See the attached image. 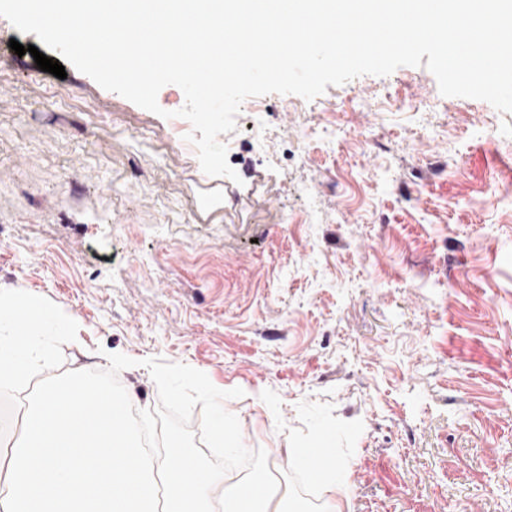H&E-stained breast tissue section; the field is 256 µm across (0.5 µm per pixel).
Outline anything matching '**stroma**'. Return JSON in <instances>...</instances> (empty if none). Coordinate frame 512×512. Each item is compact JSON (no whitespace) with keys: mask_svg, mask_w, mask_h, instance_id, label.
<instances>
[{"mask_svg":"<svg viewBox=\"0 0 512 512\" xmlns=\"http://www.w3.org/2000/svg\"><path fill=\"white\" fill-rule=\"evenodd\" d=\"M0 17V292L74 319L0 388V452L36 382L146 358L222 390L248 449L320 500L279 449L324 429L351 463L348 512H512V114L445 97L423 66L246 99L236 179L192 127L74 67L41 71Z\"/></svg>","mask_w":512,"mask_h":512,"instance_id":"obj_1","label":"stroma"}]
</instances>
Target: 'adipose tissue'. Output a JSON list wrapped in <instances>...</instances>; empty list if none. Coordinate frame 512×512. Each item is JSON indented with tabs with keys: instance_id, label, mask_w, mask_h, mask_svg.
Segmentation results:
<instances>
[{
	"instance_id": "adipose-tissue-1",
	"label": "adipose tissue",
	"mask_w": 512,
	"mask_h": 512,
	"mask_svg": "<svg viewBox=\"0 0 512 512\" xmlns=\"http://www.w3.org/2000/svg\"><path fill=\"white\" fill-rule=\"evenodd\" d=\"M73 324L36 299L0 292V384L23 381L43 358L33 342L40 327L68 332ZM128 414L126 396L81 374L63 391L32 400L22 435L0 456V512H288L277 492H256L253 476L225 483L179 441L170 442L162 459L144 457ZM330 443L322 431L285 455L302 470L317 469L325 487L320 512H343ZM101 470L110 483H98Z\"/></svg>"
}]
</instances>
